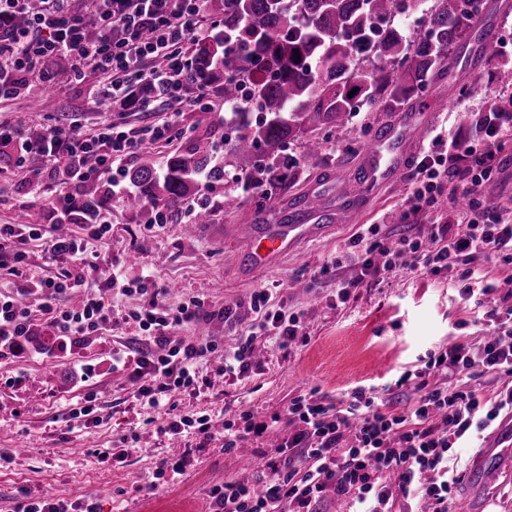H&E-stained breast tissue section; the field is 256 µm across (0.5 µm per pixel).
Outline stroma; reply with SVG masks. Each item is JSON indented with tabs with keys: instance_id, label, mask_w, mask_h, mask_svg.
<instances>
[{
	"instance_id": "obj_1",
	"label": "stroma",
	"mask_w": 512,
	"mask_h": 512,
	"mask_svg": "<svg viewBox=\"0 0 512 512\" xmlns=\"http://www.w3.org/2000/svg\"><path fill=\"white\" fill-rule=\"evenodd\" d=\"M448 62L450 74L431 88L425 119L431 130L445 137L473 142V126L486 116L491 101L461 96L459 87L472 74L495 86L496 62L472 35L451 49ZM96 80L90 71L62 87L44 82L21 89L0 100V126L37 125L49 130L76 121L91 131L107 118L138 132L158 120L155 112L113 111L111 103L92 96ZM46 94L54 99L52 111H29V101ZM436 99L448 100V108L436 110ZM223 118L220 112L185 109L179 117L184 136L170 142L143 141L134 154L163 155L185 146L197 129ZM378 118L367 109L352 113L345 128L326 134L324 150L316 157L304 155L299 145L289 147L297 163L293 186L287 194H272L267 215L283 223L293 197L315 192L322 197L327 220L321 232L296 241L268 266L250 262L251 240L238 227L256 223V201L236 183L204 191L215 209L214 220L190 232L177 219L158 223L149 208L130 211L116 202L100 211L99 221L108 222L111 230L89 244L91 256L81 265V276L97 283L118 267L132 281L139 277L142 264L151 265L161 304L175 308L192 297L204 301L198 322L185 325L180 336L204 332L223 344L234 343L253 317L250 299L260 288L271 289L275 302L302 320L307 345L281 349L257 338L250 377H227L196 392L175 394L182 412L209 416L207 440L192 431L160 433L168 420L166 408L140 404L132 396L127 371L112 366L113 351L131 343L124 315L147 305L148 296L113 290L117 317L111 330L56 349L55 331L39 308L37 284L63 269L49 259L45 240L56 233V202L70 187L54 180L52 166L41 164L31 170L17 167L12 159H0V225L25 223L35 208L45 213L43 239L25 247L24 298L33 307L34 319L29 351L0 358V512H11L22 487L35 493L49 488L67 500L90 499L98 512H207L211 488L254 475L277 455L275 441L265 437L225 452V420L245 409L257 421L270 420L313 387L340 407L358 385L374 387L383 400L393 403L399 399L393 383L403 371L416 369L420 357L457 341L476 343L486 336L491 305L466 293L454 271L432 275L399 268L356 289L347 303L336 297L338 281L354 277L361 262L360 254L346 250L348 237L365 224L378 225L380 235L388 238L407 229L399 216L411 190L410 176L375 195L364 194L358 180L380 127ZM499 161L481 196L485 204L512 215V137L504 138ZM33 179L41 184V197L24 188ZM335 257L340 264L334 273L312 282L314 270ZM90 394L96 398L98 421L70 417V409L82 406ZM123 438L137 439V449L121 462L98 461L96 450ZM179 460L185 463L179 478L157 480L162 462ZM456 465L465 478L449 512H512V415H501L469 440Z\"/></svg>"
}]
</instances>
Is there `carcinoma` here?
Wrapping results in <instances>:
<instances>
[{
  "instance_id": "1",
  "label": "carcinoma",
  "mask_w": 512,
  "mask_h": 512,
  "mask_svg": "<svg viewBox=\"0 0 512 512\" xmlns=\"http://www.w3.org/2000/svg\"><path fill=\"white\" fill-rule=\"evenodd\" d=\"M418 0H208V13L224 21L194 42L191 78L215 89L228 104L241 102V77L250 83L259 112L250 118L246 108L233 113L224 125L234 136L224 137L220 160L213 149V131L193 137L188 145L158 160L135 161L125 178L133 192L122 198L128 210L163 208L181 211L200 182L221 184L231 166L246 178L279 189L292 183L281 163L288 145L301 143L306 155L321 154L323 141L310 130L336 129L349 121L354 108L381 103L394 108L412 91L425 93L448 74L444 64L449 49L475 28L478 10L468 0H436L424 22L426 35L409 40L394 26L396 15ZM42 0H29L26 13L14 17L19 30L41 12ZM378 63L350 68L359 55ZM49 82L65 85L71 68L48 64ZM353 96H348L351 91ZM460 93L470 98L490 95L479 78L463 81ZM65 209L66 223L87 224L99 206L112 200L111 183L102 178L84 180ZM321 205L319 197L293 199L291 221L298 223Z\"/></svg>"
}]
</instances>
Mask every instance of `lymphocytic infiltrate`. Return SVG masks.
<instances>
[{
    "label": "lymphocytic infiltrate",
    "mask_w": 512,
    "mask_h": 512,
    "mask_svg": "<svg viewBox=\"0 0 512 512\" xmlns=\"http://www.w3.org/2000/svg\"><path fill=\"white\" fill-rule=\"evenodd\" d=\"M206 0H86L75 8L72 0H43L44 10L22 30H10L14 14L23 12L28 0H0V99L16 94L29 77L42 76L45 64L68 57L75 77L93 70L100 78L101 100L120 103L135 90H147L145 111L165 101L169 118L131 136L111 120H102L95 133L77 138L55 128L40 141L23 139L20 129L0 130V143L20 145V161L65 164L78 160V178L111 174L118 192H125L124 164L139 140H170L182 136L178 116L187 106L206 109L213 93L196 84L189 73L188 45L217 27L205 11ZM121 37H114V30ZM502 139L490 128L482 142L463 145L432 134L429 150L416 166L415 186L403 211L404 222L440 209L444 202L466 201L459 218L445 224L425 225L418 233L392 241L379 237L378 225L353 234L349 247H363L357 277L337 292L349 301L367 278L399 265L423 273L458 270L461 280L477 285L483 295L497 293L499 283L487 280L476 257L495 256L512 265V224L500 209L481 205L479 190L491 181L498 167ZM38 225L0 226V270L22 276L25 246L40 238ZM116 274L94 288H86L80 274L40 281L42 311L53 326L60 345L98 335L111 324L108 295L120 287ZM86 288L81 310L71 312L55 305L58 296L73 288ZM136 290L151 295L148 306L127 315L153 342V349L136 348L117 353L112 362L131 364L129 382L134 397L148 405H161L175 391H196L209 385L201 361L214 353L223 360L216 372L245 378L253 371L257 337L287 349L303 346L308 338L299 316L271 305V294L253 293L254 318L234 346L220 348L214 340L173 341V330L195 322L204 303L191 298L178 308L159 304L160 291L152 274H141ZM489 334L480 344L456 342L427 353L415 371L402 374L396 387L412 389L411 405L395 411L380 404L371 388L358 387L345 407H337L318 389L295 397L284 415L270 422H255L252 412L224 424V449L233 451L270 427L286 424L290 432L278 447V459L269 461L253 480L230 481L213 487L209 512H317L327 491L348 499L354 512H448V503L460 473L448 463L456 448L473 432L490 426L501 413L512 412V305L493 307ZM31 312L16 289L0 290V350L20 353L31 333ZM484 376L506 378L491 398L478 393L473 382ZM303 458L305 468L293 466Z\"/></svg>",
    "instance_id": "obj_1"
}]
</instances>
